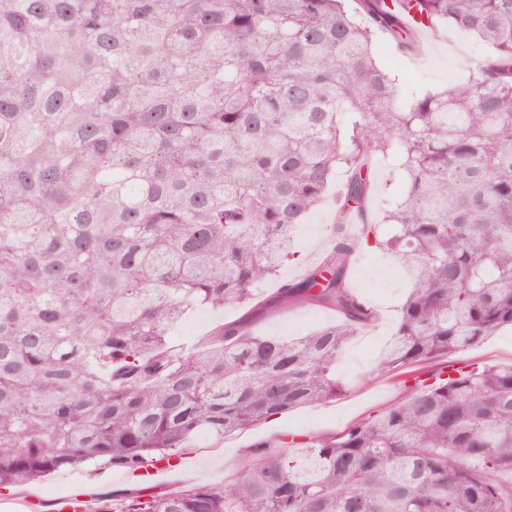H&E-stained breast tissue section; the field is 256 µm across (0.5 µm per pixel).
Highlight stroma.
<instances>
[{
  "label": "stroma",
  "instance_id": "obj_1",
  "mask_svg": "<svg viewBox=\"0 0 512 512\" xmlns=\"http://www.w3.org/2000/svg\"><path fill=\"white\" fill-rule=\"evenodd\" d=\"M421 40V50L414 54L399 52L391 46L380 51L382 64L396 74L401 93L406 97L463 81L467 76L464 64H479L489 53L488 48L479 47L472 36L449 27L422 35ZM372 181L369 216L383 236L389 231L388 225L382 222L385 202L402 192L403 184L394 180L391 166L381 157L373 164ZM341 189V182H334L323 200L298 225L294 256L275 276L258 284L257 293L267 294L282 282L301 279L324 259L331 246L336 197ZM349 280L354 291L376 310L378 319L373 326L353 337L336 364V376L344 385L343 393L334 400L293 409L249 430L222 438L206 432L197 434L185 453L188 469L181 476L169 479V486L224 485L242 472L252 445H273L288 433L339 434L354 424L380 415L405 397L407 386L403 376L377 370L376 361L394 331L397 310L409 290L408 275L394 255L362 248L351 260ZM242 313V308L237 306L220 310L196 308L176 326L172 341L178 346L194 345L216 326ZM335 320V314L330 311L296 307L257 322L254 332L259 336L294 338ZM452 364L456 367L512 365V329H501L479 345L461 351L453 357ZM77 481L95 495L130 485L126 471L104 465L61 470L44 480L19 484L0 493V512H28L26 501L33 495L42 500L36 512H54V499L65 494Z\"/></svg>",
  "mask_w": 512,
  "mask_h": 512
}]
</instances>
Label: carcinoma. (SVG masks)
Here are the masks:
<instances>
[{
    "mask_svg": "<svg viewBox=\"0 0 512 512\" xmlns=\"http://www.w3.org/2000/svg\"><path fill=\"white\" fill-rule=\"evenodd\" d=\"M477 36L469 79L411 102L374 42L410 19ZM407 182L381 239L370 160ZM344 172L333 245L302 279L254 286ZM411 287L378 370L512 327V0H0V490L101 462L134 473L336 398V362L375 311L362 246ZM245 308L190 349L197 306ZM336 314L292 341L252 332ZM339 435L255 445L223 486H137L86 512H512V366L419 379ZM336 322V315L316 307H296L273 314L254 325L259 336L294 338L311 329Z\"/></svg>",
    "mask_w": 512,
    "mask_h": 512,
    "instance_id": "cac0c4a2",
    "label": "carcinoma"
}]
</instances>
